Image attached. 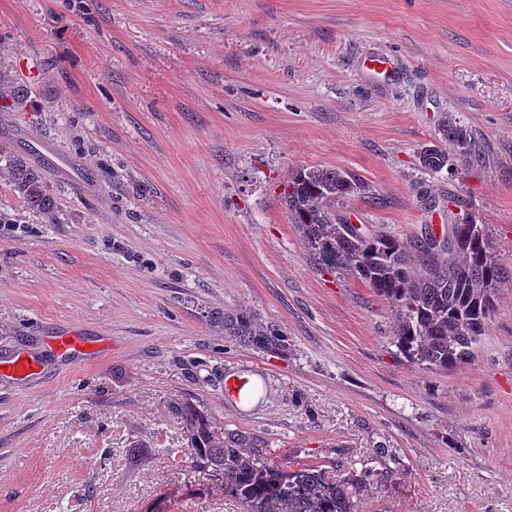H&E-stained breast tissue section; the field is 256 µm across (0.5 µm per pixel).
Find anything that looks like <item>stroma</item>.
Segmentation results:
<instances>
[{"mask_svg": "<svg viewBox=\"0 0 512 512\" xmlns=\"http://www.w3.org/2000/svg\"><path fill=\"white\" fill-rule=\"evenodd\" d=\"M0 85V147L63 213L0 175V358L41 362L0 376V512H244L192 468L174 399L281 469L396 448L357 512H512V0H0ZM448 115L480 159L433 178ZM313 167L365 182L342 213L369 231L487 226L506 285L468 363L407 362L390 305L313 261L282 199ZM241 309L287 356L209 322ZM71 326L110 350L55 354ZM0 156L6 161V176L23 206L41 216L47 224L62 223L58 202L47 190L40 171L24 159L9 155L3 148ZM0 365L2 372H8L20 378L34 376L40 371L39 365L34 358L28 359L20 354L9 361H3ZM253 385L246 378L230 375L224 381V394L234 403L247 401L253 393Z\"/></svg>", "mask_w": 512, "mask_h": 512, "instance_id": "35a3bbf8", "label": "stroma"}]
</instances>
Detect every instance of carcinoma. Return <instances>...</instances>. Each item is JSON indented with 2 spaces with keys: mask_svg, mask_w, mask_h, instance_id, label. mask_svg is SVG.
<instances>
[{
  "mask_svg": "<svg viewBox=\"0 0 512 512\" xmlns=\"http://www.w3.org/2000/svg\"><path fill=\"white\" fill-rule=\"evenodd\" d=\"M441 134L456 147L460 166L476 160L467 129L450 118ZM6 176L23 206L47 224L62 223L56 198L40 171L24 159L3 153ZM422 168L438 174L456 168L448 153L432 147ZM365 191L357 175L330 168L291 173L283 201L310 256L327 269L351 275L386 299L395 316L394 345L406 361L428 371H446L466 363L485 334L504 279L485 225L466 214L452 225L455 243L440 250L417 235L400 240L370 233L345 218L336 206ZM214 323L224 337L276 355H286L282 331L247 311H226ZM182 417L196 469L224 475V491L249 512H356L354 494L380 487L393 473L396 451L383 443L370 462L329 482L322 468L297 464L292 471L274 468L249 449V437L215 425L186 401L172 403Z\"/></svg>",
  "mask_w": 512,
  "mask_h": 512,
  "instance_id": "cac0c4a2",
  "label": "carcinoma"
}]
</instances>
